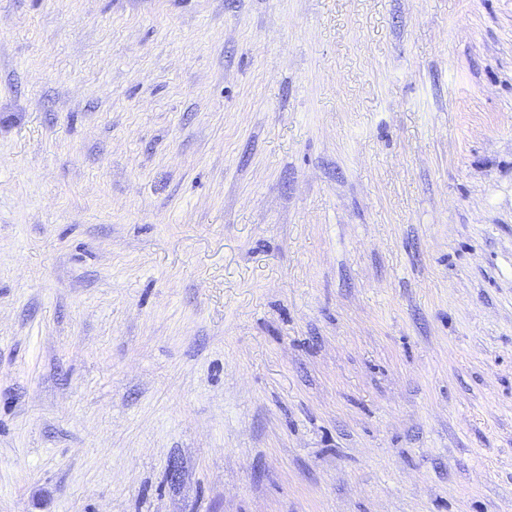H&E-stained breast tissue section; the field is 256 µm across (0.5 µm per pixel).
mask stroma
Segmentation results:
<instances>
[{
	"label": "stroma",
	"instance_id": "stroma-1",
	"mask_svg": "<svg viewBox=\"0 0 512 512\" xmlns=\"http://www.w3.org/2000/svg\"><path fill=\"white\" fill-rule=\"evenodd\" d=\"M0 512H512V0H0Z\"/></svg>",
	"mask_w": 512,
	"mask_h": 512
}]
</instances>
